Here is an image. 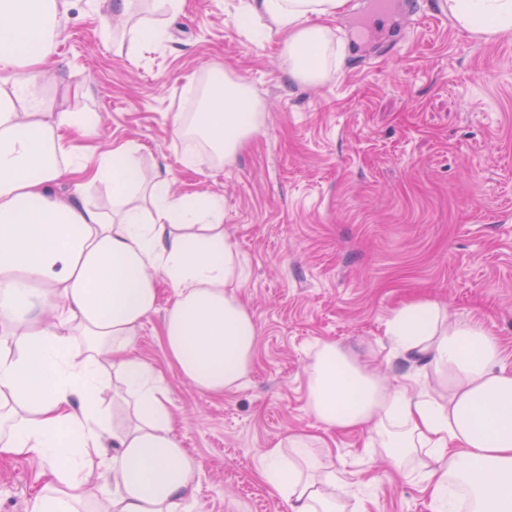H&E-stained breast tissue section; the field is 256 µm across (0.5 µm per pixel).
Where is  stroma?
<instances>
[{
    "label": "stroma",
    "mask_w": 512,
    "mask_h": 512,
    "mask_svg": "<svg viewBox=\"0 0 512 512\" xmlns=\"http://www.w3.org/2000/svg\"><path fill=\"white\" fill-rule=\"evenodd\" d=\"M244 0H185L169 16L142 0L125 21L108 0H66L59 48L39 92L52 112H93L88 145L125 143L144 177L224 200V227L244 279L237 290L257 329L254 367L240 387L195 389L166 357L159 311L133 353L156 370L174 431L200 473L186 512H288L260 480L261 455L286 431L323 435L327 463L369 494L352 512H430L425 467L400 479L368 434L324 432L306 408L316 344L374 355L389 387L417 365L392 357L384 336L402 304L428 297L453 318L475 316L512 368V35L486 42L459 30L440 0H395L383 26L367 0H349L334 26L346 55L335 78L297 86L277 40L251 38ZM161 29L133 47V29ZM218 68L264 104L258 133L229 164L175 132L191 96ZM37 460L0 456V512H30L44 482Z\"/></svg>",
    "instance_id": "35a3bbf8"
}]
</instances>
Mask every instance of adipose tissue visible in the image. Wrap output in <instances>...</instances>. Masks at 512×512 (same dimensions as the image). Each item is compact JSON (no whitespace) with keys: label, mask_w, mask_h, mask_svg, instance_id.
<instances>
[{"label":"adipose tissue","mask_w":512,"mask_h":512,"mask_svg":"<svg viewBox=\"0 0 512 512\" xmlns=\"http://www.w3.org/2000/svg\"><path fill=\"white\" fill-rule=\"evenodd\" d=\"M347 4L247 0L241 20L258 39L279 37L289 80L313 85L340 69L332 24ZM59 6L0 0V456L46 464L31 512H179L199 466L173 433L158 376L133 356L135 338L166 283L175 296L162 323L167 357L197 390L220 395L248 377L257 327L235 294L242 271L223 199L173 194L160 173L143 184L133 145L82 156L64 146L62 126L88 132L97 116L47 112L37 91L57 53ZM447 7L472 38L512 32V0ZM261 117L249 85L210 81L202 121L218 161L235 159ZM86 178L108 185L114 216L84 201ZM65 180L73 191L55 193ZM384 334L447 397L389 388L372 359L322 342L306 368L309 413L327 432H372L404 476L431 460L432 512H512V368L498 339L429 298L395 310ZM108 394L127 406L125 424H112ZM320 442L291 431L263 451L259 476L290 512H347L350 490Z\"/></svg>","instance_id":"1"}]
</instances>
